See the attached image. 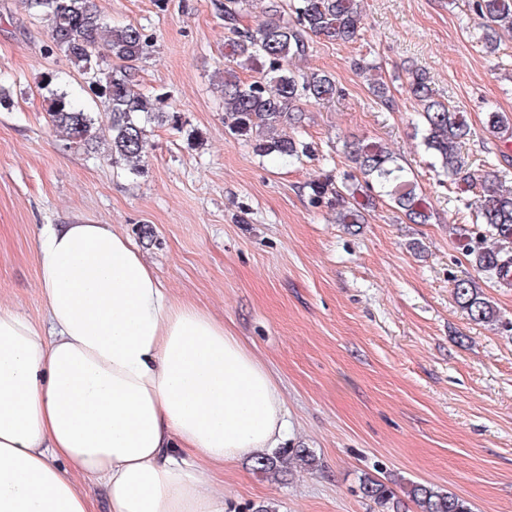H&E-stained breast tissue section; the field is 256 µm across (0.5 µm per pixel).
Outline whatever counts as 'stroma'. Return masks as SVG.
Returning <instances> with one entry per match:
<instances>
[{
	"mask_svg": "<svg viewBox=\"0 0 512 512\" xmlns=\"http://www.w3.org/2000/svg\"><path fill=\"white\" fill-rule=\"evenodd\" d=\"M109 25L154 36L137 71L164 95L184 132L148 128L145 172L64 150L48 123L45 75L82 105L99 99L50 42L46 18L25 0H0V304L42 323L33 242L44 224L85 219L127 234L180 301L207 310L268 368L283 397L287 442L318 466L262 480L243 458L212 475L224 512H375L363 474L394 490L428 482L466 498L473 512H512V286L476 273L459 241L475 193L441 186L415 134L412 70L467 113L462 154L472 172L512 186V138L487 127L512 121V39L495 53L477 40L471 0H362L365 29L352 44L311 38L296 66L336 81L333 99L301 103L299 137L315 155L259 157L249 136L224 128L213 88L224 66V0H96ZM376 64L392 107L371 94L355 60ZM388 147L433 212L405 224L385 201L367 223H335L308 184L355 174L350 145ZM474 278L500 317L471 321L454 281Z\"/></svg>",
	"mask_w": 512,
	"mask_h": 512,
	"instance_id": "1",
	"label": "stroma"
}]
</instances>
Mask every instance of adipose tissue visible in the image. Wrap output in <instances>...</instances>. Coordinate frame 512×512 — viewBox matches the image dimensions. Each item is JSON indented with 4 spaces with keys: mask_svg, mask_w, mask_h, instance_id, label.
Returning a JSON list of instances; mask_svg holds the SVG:
<instances>
[{
    "mask_svg": "<svg viewBox=\"0 0 512 512\" xmlns=\"http://www.w3.org/2000/svg\"><path fill=\"white\" fill-rule=\"evenodd\" d=\"M46 325L0 305V512H224L209 470L277 448L282 394L109 224L42 225Z\"/></svg>",
    "mask_w": 512,
    "mask_h": 512,
    "instance_id": "adipose-tissue-1",
    "label": "adipose tissue"
}]
</instances>
